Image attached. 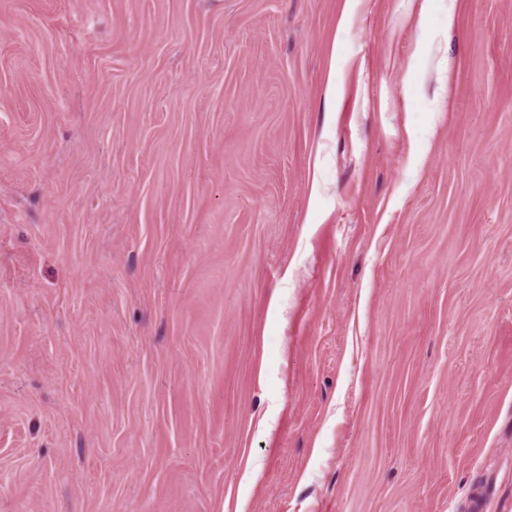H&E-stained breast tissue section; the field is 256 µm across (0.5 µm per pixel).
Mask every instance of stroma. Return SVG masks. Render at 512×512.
Listing matches in <instances>:
<instances>
[{"instance_id":"35a3bbf8","label":"stroma","mask_w":512,"mask_h":512,"mask_svg":"<svg viewBox=\"0 0 512 512\" xmlns=\"http://www.w3.org/2000/svg\"><path fill=\"white\" fill-rule=\"evenodd\" d=\"M420 5L0 0V512L512 501V0Z\"/></svg>"}]
</instances>
